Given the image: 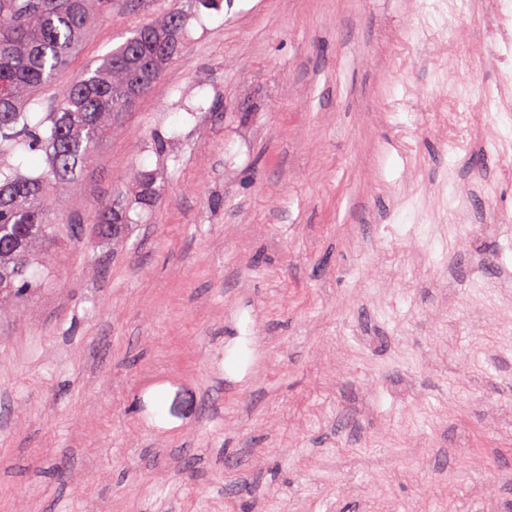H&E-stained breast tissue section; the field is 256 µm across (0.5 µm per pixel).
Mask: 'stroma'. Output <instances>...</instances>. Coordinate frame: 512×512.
Instances as JSON below:
<instances>
[{
	"label": "stroma",
	"instance_id": "stroma-1",
	"mask_svg": "<svg viewBox=\"0 0 512 512\" xmlns=\"http://www.w3.org/2000/svg\"><path fill=\"white\" fill-rule=\"evenodd\" d=\"M432 4L193 8L0 316V512H512V177L441 109L492 65L423 29L492 36ZM173 6L119 0L34 118ZM481 54V49L469 46L461 33L448 29V65L454 73L471 68Z\"/></svg>",
	"mask_w": 512,
	"mask_h": 512
}]
</instances>
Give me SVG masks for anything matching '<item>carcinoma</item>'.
<instances>
[{"label":"carcinoma","instance_id":"carcinoma-1","mask_svg":"<svg viewBox=\"0 0 512 512\" xmlns=\"http://www.w3.org/2000/svg\"><path fill=\"white\" fill-rule=\"evenodd\" d=\"M116 0H0V302L36 287L30 269L38 249L61 232L52 218L51 188L74 179L134 91H148L180 54L189 13L174 8L161 23L137 27L65 88L37 122L27 112L37 88L72 66L91 26ZM43 153L28 174L8 162L17 146Z\"/></svg>","mask_w":512,"mask_h":512}]
</instances>
